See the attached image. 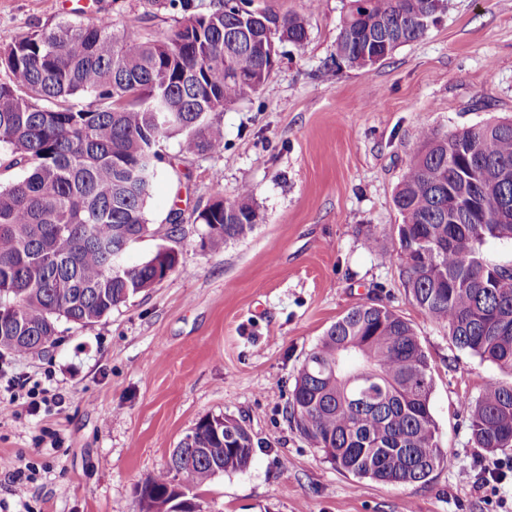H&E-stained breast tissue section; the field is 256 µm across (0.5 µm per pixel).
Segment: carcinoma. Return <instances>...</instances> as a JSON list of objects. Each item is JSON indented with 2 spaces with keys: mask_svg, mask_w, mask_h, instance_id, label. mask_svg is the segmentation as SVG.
I'll use <instances>...</instances> for the list:
<instances>
[{
  "mask_svg": "<svg viewBox=\"0 0 512 512\" xmlns=\"http://www.w3.org/2000/svg\"><path fill=\"white\" fill-rule=\"evenodd\" d=\"M248 0H167L180 25L160 38L118 31L109 17L0 39V351L37 354L56 344L57 323L85 327L112 314L178 268L174 249L112 275V250L154 233L145 205L165 160L160 142L179 138L178 160L224 151L215 115L270 77L269 58L252 41L300 45L304 20L266 12L242 15ZM444 0H350L336 59L374 65L421 38ZM273 24L270 29L267 24ZM94 97L83 106L79 98ZM419 151L393 202L400 272L412 301L448 330L457 349L512 373V265L484 261L490 239L512 240V177L490 170L474 184L456 178L474 159L512 170V121L440 134L424 127ZM15 170L22 176L11 179ZM253 188L219 192L196 212L219 248L260 221ZM434 378L412 324L381 303L338 318L305 356L285 415L337 469L383 484L425 483L448 459L431 410ZM471 443L512 455V380H489L459 402ZM188 456L138 491L139 512H171V480L187 469L188 493L215 476L241 471L254 442L245 424L206 417L187 434Z\"/></svg>",
  "mask_w": 512,
  "mask_h": 512,
  "instance_id": "carcinoma-1",
  "label": "carcinoma"
}]
</instances>
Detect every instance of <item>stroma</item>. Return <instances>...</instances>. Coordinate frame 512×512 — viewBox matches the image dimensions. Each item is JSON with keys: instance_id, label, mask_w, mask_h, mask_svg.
<instances>
[{"instance_id": "1", "label": "stroma", "mask_w": 512, "mask_h": 512, "mask_svg": "<svg viewBox=\"0 0 512 512\" xmlns=\"http://www.w3.org/2000/svg\"><path fill=\"white\" fill-rule=\"evenodd\" d=\"M349 0H253L304 17L308 38L278 45L279 63L255 93L225 107L224 152L161 173L146 203L155 235L127 252L137 265L158 248L179 268L86 328L59 322L53 347L0 351V364L57 387L65 402L38 415L0 418V456L31 465L18 499L0 475V512H136V490L205 416L244 420L249 466L201 492L204 512H512V491L482 479L499 455L473 447L459 412L496 365L459 352L446 329L409 298L398 262L393 204L419 149L442 134L512 119V0H448L418 41L355 68L336 61ZM110 16L136 35L175 30L160 0H0V38ZM254 189L261 221L211 250L202 225L167 235L173 211L202 210L216 192ZM375 233L377 247L366 235ZM387 304L414 326L432 366L431 408L448 460L427 483L357 481L291 427L285 406L302 361L351 308ZM470 471L471 482L459 479Z\"/></svg>"}]
</instances>
